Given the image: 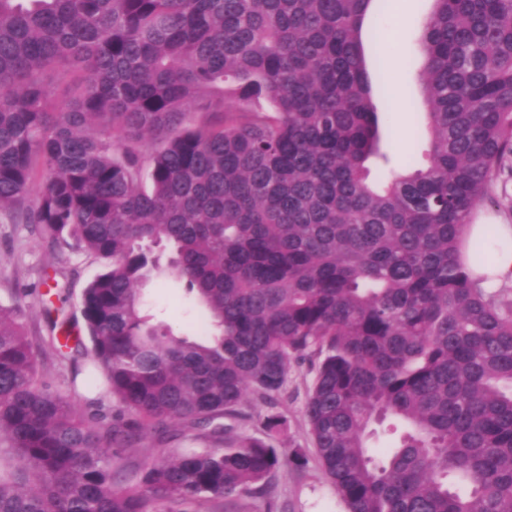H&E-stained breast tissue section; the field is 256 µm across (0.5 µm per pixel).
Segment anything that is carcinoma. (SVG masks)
Segmentation results:
<instances>
[{
  "instance_id": "carcinoma-1",
  "label": "carcinoma",
  "mask_w": 512,
  "mask_h": 512,
  "mask_svg": "<svg viewBox=\"0 0 512 512\" xmlns=\"http://www.w3.org/2000/svg\"><path fill=\"white\" fill-rule=\"evenodd\" d=\"M373 2L0 0V211L102 263L80 302L92 366L72 370L112 401L106 423L53 390L0 305V512H250L308 463L272 445L296 358L346 512H512V299L475 274L493 229L461 254L512 160V0H434L425 161L380 187ZM164 274L206 336L144 312ZM257 403L266 438L224 425ZM173 425L201 448L117 482L113 449Z\"/></svg>"
}]
</instances>
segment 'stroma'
<instances>
[{
  "mask_svg": "<svg viewBox=\"0 0 512 512\" xmlns=\"http://www.w3.org/2000/svg\"><path fill=\"white\" fill-rule=\"evenodd\" d=\"M433 7L434 0H375L364 23L369 70L374 74L386 71L390 78L391 114L388 127L382 130V145L390 152L395 168L403 165L412 151L413 133L425 127L420 86L423 57L418 39ZM48 264L59 270L57 279L66 298L67 316L80 320L81 293L100 272V262L83 252L52 253L26 225L12 223L9 213H1L0 304L21 307L29 334L41 347L40 371L52 388L71 393L75 387L70 368L57 363L43 316L41 295L45 287L40 270ZM146 307L158 319L168 322L177 335L205 334L203 314L174 278H159L150 284ZM313 377L310 361H292L288 391L280 404L284 424L277 438L279 447L302 448L309 453L314 450L303 415ZM272 483L274 497L257 500L256 512H345L316 461H309L303 469L281 468Z\"/></svg>",
  "mask_w": 512,
  "mask_h": 512,
  "instance_id": "stroma-1",
  "label": "stroma"
}]
</instances>
